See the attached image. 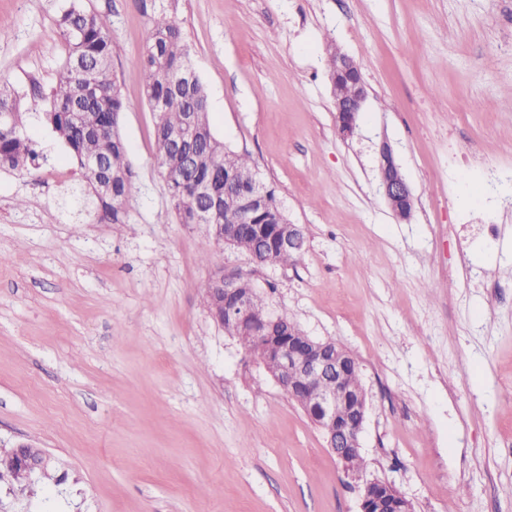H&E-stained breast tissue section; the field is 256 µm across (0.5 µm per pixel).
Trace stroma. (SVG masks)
I'll return each instance as SVG.
<instances>
[{"label":"stroma","mask_w":512,"mask_h":512,"mask_svg":"<svg viewBox=\"0 0 512 512\" xmlns=\"http://www.w3.org/2000/svg\"><path fill=\"white\" fill-rule=\"evenodd\" d=\"M68 0H0V81L41 112ZM112 34L138 194L85 208L40 121L34 173L0 171V452L42 448L0 512H359L323 433L203 303L220 253L273 314L355 358L366 475L415 512H512V0H179L216 134L276 187L307 249L259 265L175 219L140 60L169 0H81ZM361 68L358 136L336 130L327 43ZM388 144L414 195L392 216ZM500 231L466 246L458 216Z\"/></svg>","instance_id":"stroma-1"}]
</instances>
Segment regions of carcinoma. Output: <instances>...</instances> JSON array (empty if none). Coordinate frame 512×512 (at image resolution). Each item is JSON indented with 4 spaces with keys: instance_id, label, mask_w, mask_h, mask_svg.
I'll use <instances>...</instances> for the list:
<instances>
[{
    "instance_id": "carcinoma-1",
    "label": "carcinoma",
    "mask_w": 512,
    "mask_h": 512,
    "mask_svg": "<svg viewBox=\"0 0 512 512\" xmlns=\"http://www.w3.org/2000/svg\"><path fill=\"white\" fill-rule=\"evenodd\" d=\"M67 46V56L56 84L46 97L42 119L64 142L77 162L89 208L102 212L114 224L125 223L137 194L135 173L127 159L119 118L126 105L112 77V36L95 13L76 4L58 19ZM191 46L178 19L167 13L150 26L140 72L146 98L153 112V140L161 177L178 223H194L201 206L195 194L199 184L224 187V178L234 177L240 191L250 189L255 163L246 153L224 145L209 118L206 89L199 77L186 80L192 71ZM11 120L0 123V168L30 170L38 153L26 134L30 113L21 107L15 90L0 84V113ZM193 113L198 137L185 150L175 148L186 113ZM300 234L292 249L273 248L269 234L257 227L237 239L234 249L261 265H286L305 249Z\"/></svg>"
}]
</instances>
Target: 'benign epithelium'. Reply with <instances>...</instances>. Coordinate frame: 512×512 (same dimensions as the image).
<instances>
[{"mask_svg":"<svg viewBox=\"0 0 512 512\" xmlns=\"http://www.w3.org/2000/svg\"><path fill=\"white\" fill-rule=\"evenodd\" d=\"M366 100L364 82L348 99H336V123L339 133L350 138L358 129L359 114ZM379 189L387 205L401 221H407L414 208L411 188L396 163L392 149L386 143L379 149ZM267 189L265 183L255 178L246 194L224 191V211L233 219L231 224L215 225L216 241L231 245L235 242L239 224L249 225L252 216L265 208ZM301 228L281 220L273 227L274 244L281 250L291 247ZM243 273L224 270V287L209 288L207 293L223 311L216 322L230 335L239 329L251 331L257 341L253 354L271 373L276 383L292 400L296 392L304 389L313 393V400L300 403L309 419L323 432L327 447L342 462L361 453V434L366 418L365 391H351L342 381L344 366L350 359L349 352L332 340H316L302 331L277 336L270 328L285 320L266 315L261 317L254 308L255 289L240 288ZM379 480H366L359 486L360 512H399L393 503H381L374 511V485Z\"/></svg>","mask_w":512,"mask_h":512,"instance_id":"1","label":"benign epithelium"}]
</instances>
